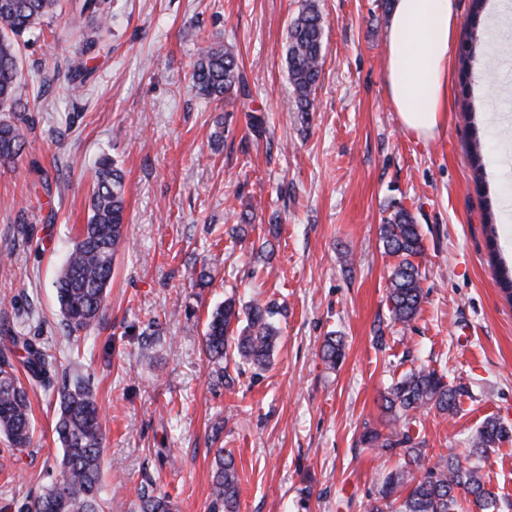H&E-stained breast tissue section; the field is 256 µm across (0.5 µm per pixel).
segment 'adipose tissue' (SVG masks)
Instances as JSON below:
<instances>
[{
    "label": "adipose tissue",
    "instance_id": "1",
    "mask_svg": "<svg viewBox=\"0 0 512 512\" xmlns=\"http://www.w3.org/2000/svg\"><path fill=\"white\" fill-rule=\"evenodd\" d=\"M454 0H393L387 28L388 101L404 132L427 142L446 118L448 64L455 43Z\"/></svg>",
    "mask_w": 512,
    "mask_h": 512
}]
</instances>
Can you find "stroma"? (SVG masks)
Here are the masks:
<instances>
[{
  "label": "stroma",
  "mask_w": 512,
  "mask_h": 512,
  "mask_svg": "<svg viewBox=\"0 0 512 512\" xmlns=\"http://www.w3.org/2000/svg\"><path fill=\"white\" fill-rule=\"evenodd\" d=\"M304 2L106 0L112 33L77 97L65 78L78 49L70 0L49 33L19 41L28 143L0 164V330L36 337L90 376L112 512H140L144 488L168 494L173 512H211L221 449L235 457L238 512H365L398 459L360 434L388 432L382 396L421 365L469 391L453 415L412 418L432 462L468 456L486 418L512 430V304L491 264L492 251L512 257V0L482 11L490 41L466 70L458 53L471 0H455L447 118L429 142L407 135L387 100L391 0H315L324 64L314 112H294L285 49ZM212 43L238 55L249 100L211 102L193 89L197 50ZM250 110L266 115L263 136ZM105 153L124 174V243L102 319L75 342L53 282L87 222ZM395 202L425 247L424 301L406 327L390 320L395 260L379 233ZM231 296L273 300L282 313L269 368L243 366L227 389L202 340ZM330 336L344 342L334 368L322 358ZM28 395L31 447L0 436V512L40 493L62 455L57 395L37 385ZM483 473L499 512H512V439Z\"/></svg>",
  "instance_id": "stroma-1"
}]
</instances>
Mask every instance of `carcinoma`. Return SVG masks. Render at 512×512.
<instances>
[{
	"label": "carcinoma",
	"instance_id": "1",
	"mask_svg": "<svg viewBox=\"0 0 512 512\" xmlns=\"http://www.w3.org/2000/svg\"><path fill=\"white\" fill-rule=\"evenodd\" d=\"M103 0H82L70 18L73 35L82 43L80 52L68 66L67 91L81 95L94 73L88 54L101 43L105 22ZM59 0H0V162L15 161L26 138L15 112L21 108L19 38L38 29L43 19L54 14ZM483 0H473L470 45L464 58H473L474 45L483 40L480 14ZM325 19L315 4L307 3L288 30L286 61L293 87V107L307 118L314 109L312 94L323 68L322 40ZM193 86L208 99L222 100L237 92L249 96L233 50L212 44L199 50L192 73ZM125 185L122 171L112 157L102 154L94 165L93 189L87 224L68 251L56 281V296L62 322L74 340L99 322L112 266L123 240ZM380 239L388 255L397 259L389 276L387 300L391 320L403 325L421 309L423 279L416 259L424 254L419 225L399 203L392 205L380 226ZM280 309L274 302H252L243 308L229 298L218 306L207 323L203 345L209 360L218 366L220 379L231 386L233 378L224 366L229 345L239 362L264 371L271 364L278 328L275 318ZM245 319L246 325L234 332L232 322ZM20 350L19 363L29 383L58 388L59 415L55 431L63 454L52 472L50 484L21 505L19 512H105L112 502L102 497L101 457L104 434L99 418L96 392L90 381L72 378L59 369L56 358L45 344L12 330L0 334V434L12 447L31 446L34 426L27 391L16 374L10 355ZM323 359L337 366L343 359L340 341L327 338ZM467 393L461 385H451L445 375L428 366L402 374L383 396L385 411L394 431L387 435L364 428L360 442L368 448L395 454L398 465L382 473L375 497L366 512H458V495H464L479 512H497L496 500L486 489L482 462L488 451L512 436L500 421L489 418L473 437L469 455L443 458L430 464L424 442L410 433V415L435 410L453 414ZM239 476L231 452L218 451L213 482L215 501L224 512H237ZM142 512H170L165 495L144 494Z\"/></svg>",
	"mask_w": 512,
	"mask_h": 512
}]
</instances>
